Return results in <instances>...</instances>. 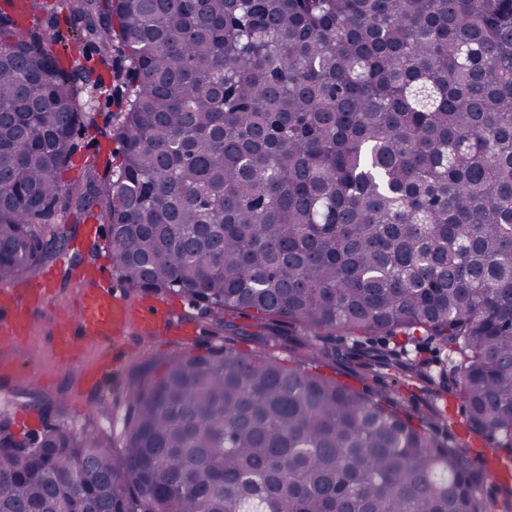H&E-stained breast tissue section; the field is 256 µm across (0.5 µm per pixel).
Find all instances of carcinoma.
<instances>
[{
  "label": "carcinoma",
  "instance_id": "1",
  "mask_svg": "<svg viewBox=\"0 0 512 512\" xmlns=\"http://www.w3.org/2000/svg\"><path fill=\"white\" fill-rule=\"evenodd\" d=\"M67 57L0 4V280L72 210L144 293L236 333L144 365L118 430L0 433V512H512L426 420L358 381L341 330L453 355L471 434L512 453V0H61ZM88 47L117 123L75 80ZM252 320L244 328L236 318ZM250 343L242 350L237 343ZM92 109L91 117L94 118L98 128L102 131H108V122L112 119V113H116L112 104V85L106 89L91 94ZM75 142L77 143V151L72 157V164L66 173V178L70 180L78 179L82 176L83 162L87 157L92 156L98 150V147L100 148V151H114L118 147L113 140L108 141L99 134H92L89 136L84 135L83 133L76 134Z\"/></svg>",
  "mask_w": 512,
  "mask_h": 512
}]
</instances>
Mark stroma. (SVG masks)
Wrapping results in <instances>:
<instances>
[{"instance_id": "35a3bbf8", "label": "stroma", "mask_w": 512, "mask_h": 512, "mask_svg": "<svg viewBox=\"0 0 512 512\" xmlns=\"http://www.w3.org/2000/svg\"><path fill=\"white\" fill-rule=\"evenodd\" d=\"M41 9L26 19L27 24L38 25L47 33V46L61 55L72 44L76 29L64 12L57 9V0H38ZM93 118L100 130L98 136L76 135L77 151L67 172L68 179L80 178L85 159L96 151L116 150L115 142L104 138L115 108L111 89L92 93ZM62 225L67 232L66 245L62 251L47 256L40 264L24 273L22 282H29L56 272L55 296L48 304L34 305L31 310L32 326L29 335L17 337L12 355L21 357L35 354L37 365L32 378L13 380L0 377V413L9 414L17 434L24 435L40 429L42 422H61L80 430L92 420V411L99 402H108L112 420H119L125 410V396L136 370L146 362L159 361L178 349H190L206 353L212 346L221 344L224 332L212 325V317L202 308L191 305L183 298L167 295H146L126 287L117 276L108 251L105 248V230L90 233L85 219L76 215L65 216ZM86 274L97 273L111 277L116 288L122 289L126 298L142 310H159L167 318L190 324L194 336L184 337L164 329L160 333L146 336L132 331L118 347L108 342L89 343L76 350L75 355L88 367L94 366L98 357H112L111 369L99 374L89 385L82 384L75 369L60 360L52 325L58 316H75L77 313V290L69 279L73 270ZM336 347L341 362L352 360L358 349L370 348L394 354L403 362L425 360L428 372L425 379L401 388L399 401L402 407L415 416L425 415L429 405L440 402L452 386L453 364L447 348L423 339L399 347L383 336H365L355 339L334 332L330 338Z\"/></svg>"}]
</instances>
